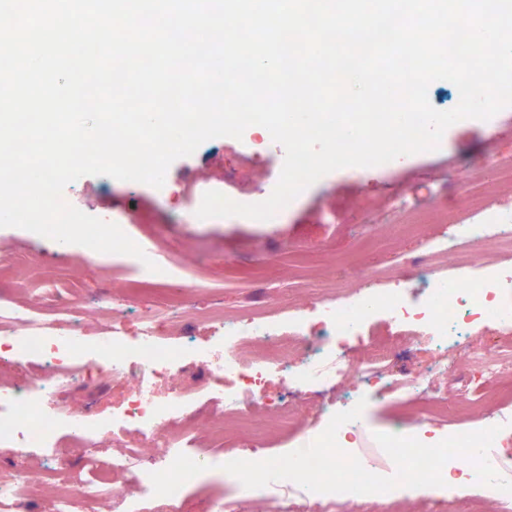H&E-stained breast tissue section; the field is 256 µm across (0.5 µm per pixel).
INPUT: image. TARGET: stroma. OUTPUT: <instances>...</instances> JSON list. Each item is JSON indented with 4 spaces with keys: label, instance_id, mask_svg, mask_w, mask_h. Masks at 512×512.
<instances>
[{
    "label": "stroma",
    "instance_id": "1",
    "mask_svg": "<svg viewBox=\"0 0 512 512\" xmlns=\"http://www.w3.org/2000/svg\"><path fill=\"white\" fill-rule=\"evenodd\" d=\"M255 137H218L174 161L162 188L85 175L64 193L92 216L111 221L113 210L129 220L125 232L150 242L160 263L183 261L200 281L188 295L189 316L164 332L169 346L185 340L206 351L220 343L224 330L210 312H241L257 305H288L311 315L318 298H343L364 285L359 267L393 272L410 298L423 297L428 263L416 262L428 241L447 240L445 224L425 216L457 203L460 185L493 158H512V106L489 120L468 119L450 126L438 150L396 159L383 167L333 171L297 196L279 223L260 224L241 217L192 219L193 191L219 184L225 195H271L284 161L277 143L255 149ZM143 274L135 260L85 255L81 246L60 247L33 232L0 228V309L37 306L55 313L68 308L81 326L86 357L96 356L106 324L96 305L106 297L114 316L134 321L150 300L134 288ZM185 412L202 421L211 412L215 385L200 360L188 361L180 375ZM128 387L107 377L79 379L65 399L91 417L109 419L122 408ZM365 425L377 433L414 432L415 410L379 398L365 411ZM237 483L216 469L188 484L182 512H200L205 501L238 498ZM399 512H494L490 501L470 490L449 498L432 487L409 489Z\"/></svg>",
    "mask_w": 512,
    "mask_h": 512
}]
</instances>
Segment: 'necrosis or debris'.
Segmentation results:
<instances>
[{
	"label": "necrosis or debris",
	"instance_id": "4bbe7bcc",
	"mask_svg": "<svg viewBox=\"0 0 512 512\" xmlns=\"http://www.w3.org/2000/svg\"><path fill=\"white\" fill-rule=\"evenodd\" d=\"M489 167L495 182L470 180L459 190L462 205L443 215V223L456 230L452 241L425 246L437 271L423 301H410L400 288H377L343 302L323 303L309 320L286 311L273 316L263 307L244 314H221L224 343L207 356L205 364L214 381L223 384L224 392L218 397L205 438L218 448L241 449L247 458L252 450L245 429L256 410L268 409L281 431L293 427V410L284 404H269L261 387L263 377L279 374L301 401H313L332 381L352 384L376 398L391 396L417 409L422 422L433 430L430 443L441 441L446 416L432 382L447 375L448 359L436 361L425 373L397 371L395 354L386 345L371 343L354 357L338 353L336 346L362 336L367 325L383 317L402 335L426 337L443 354L451 349L464 353L477 324L512 322V305L505 301L512 293V263L482 264L470 258L467 250L471 242L490 238L504 253H512V211L490 205L496 182L512 184V158L492 160ZM178 302L177 295H170L166 309L138 316L131 327L112 322L107 336L100 339L99 357L94 361L84 358L79 323L72 317L51 320L34 306L0 314V361L33 360L44 370L29 391L0 390V438H9L21 448H41L64 426L79 441L112 429L130 433L133 440L129 453L114 458L105 468L99 467L95 455L86 454L84 464L95 473L91 480L59 476L49 463L37 474L21 472L0 481V512H18L25 488L36 480L53 481L59 491L58 512H82L89 501L117 504L123 477L136 478L157 499L156 512H182L185 485L213 460L182 454L184 444L195 437V429L180 435L168 430L181 410L177 376L184 357L192 353L187 345L175 350L166 347L159 336L162 323L177 313ZM84 374L107 375L128 383L127 402L111 423H90L86 415L64 405L62 393ZM505 375L512 377V349L497 347L482 354L478 369L462 379L460 401L484 404L480 381ZM161 384L169 391L164 401L157 397ZM494 422L501 430L488 459L503 477L512 479V391L500 396ZM157 448L163 449V456H154ZM258 498L274 501L276 512H342L349 496L316 493L281 480L242 491L226 505L225 512H248Z\"/></svg>",
	"mask_w": 512,
	"mask_h": 512
}]
</instances>
